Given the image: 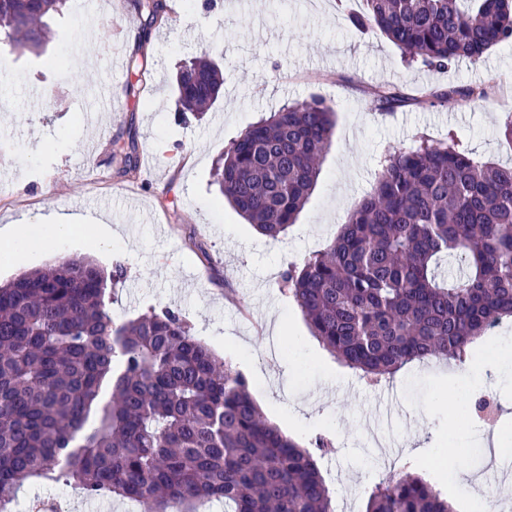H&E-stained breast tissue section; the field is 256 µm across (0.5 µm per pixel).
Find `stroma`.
Masks as SVG:
<instances>
[{
  "label": "stroma",
  "instance_id": "1",
  "mask_svg": "<svg viewBox=\"0 0 512 512\" xmlns=\"http://www.w3.org/2000/svg\"><path fill=\"white\" fill-rule=\"evenodd\" d=\"M162 2L160 19L147 27L135 0H67L63 13L50 17L40 51L0 44V226L36 224L51 214L105 217L111 247L79 239L72 254L108 270L126 267L113 318L132 320L151 307L181 312L195 336L247 377L270 422L304 447L319 436L328 440L316 461L338 512H358L368 487L399 474L406 460L425 462L431 451L448 464L422 475L450 501H458L463 479L486 484L512 512V457L488 470V481L479 477L487 463L475 452L483 424L458 414L457 404L470 398L449 389L459 363L413 364L395 375L389 387L397 413L382 425L395 443L376 448L367 438L379 387L331 357L280 286L283 271L331 242L354 203L372 191L386 150L453 132L474 156L512 164V145L500 135V103L512 100V44L437 72L404 61L379 33L352 28L348 16L360 10L359 0ZM205 53L223 71L221 95L202 120L178 122L176 72ZM59 55L68 68H48L46 59ZM115 55L125 64L147 59L149 70L140 77L126 67L114 72ZM110 81L112 109L90 123L84 90ZM132 81L140 88L135 96L125 92ZM385 85L405 97L391 111L378 109L372 94ZM451 85L487 95L433 101ZM35 86L44 91L37 103L29 94ZM313 97L336 111L331 146L296 223L276 241L224 203L211 184L214 166L260 117ZM129 146L138 157L131 171L116 153ZM478 344L472 363L485 374L475 390L498 400L493 430L512 449V378L501 357L488 353L512 351V320Z\"/></svg>",
  "mask_w": 512,
  "mask_h": 512
}]
</instances>
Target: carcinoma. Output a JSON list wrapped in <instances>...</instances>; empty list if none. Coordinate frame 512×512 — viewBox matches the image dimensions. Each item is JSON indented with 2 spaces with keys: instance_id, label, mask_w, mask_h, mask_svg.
<instances>
[{
  "instance_id": "obj_1",
  "label": "carcinoma",
  "mask_w": 512,
  "mask_h": 512,
  "mask_svg": "<svg viewBox=\"0 0 512 512\" xmlns=\"http://www.w3.org/2000/svg\"><path fill=\"white\" fill-rule=\"evenodd\" d=\"M65 0H0V34L39 50L45 17ZM152 24L160 0H135ZM408 61L435 70L512 43V0H363L350 17ZM223 85L200 56L177 75L175 111L201 120ZM485 96L450 87L435 97ZM384 110L404 103L382 90ZM333 106L294 102L249 126L217 161L213 182L262 235L284 237L331 145ZM123 268L62 258L0 283V512L29 480L76 484L144 512H334L313 452L268 422L242 372L170 308L118 323L109 307ZM309 330L371 380L404 366L463 361L512 318V167L477 159L452 133L381 159L370 195L336 238L281 279ZM361 512H455L406 472L364 494Z\"/></svg>"
}]
</instances>
